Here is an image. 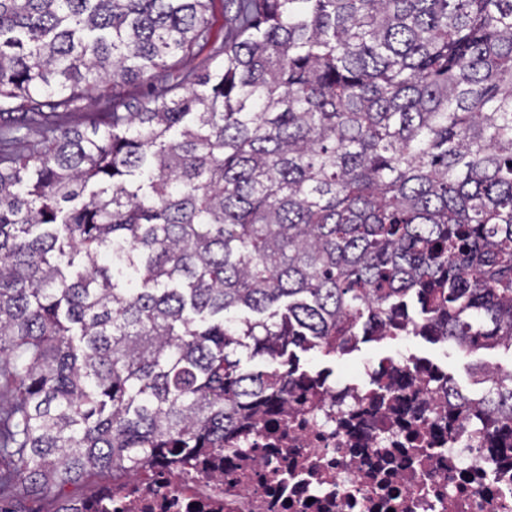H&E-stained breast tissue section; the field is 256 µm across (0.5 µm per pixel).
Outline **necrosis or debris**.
Returning a JSON list of instances; mask_svg holds the SVG:
<instances>
[{
    "label": "necrosis or debris",
    "instance_id": "necrosis-or-debris-1",
    "mask_svg": "<svg viewBox=\"0 0 512 512\" xmlns=\"http://www.w3.org/2000/svg\"><path fill=\"white\" fill-rule=\"evenodd\" d=\"M446 378L404 353L365 383L320 375L224 449L149 465L101 487L82 512H512V448L450 422ZM380 383L407 385V398L375 408Z\"/></svg>",
    "mask_w": 512,
    "mask_h": 512
}]
</instances>
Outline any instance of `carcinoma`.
Returning a JSON list of instances; mask_svg holds the SVG:
<instances>
[{"instance_id": "1", "label": "carcinoma", "mask_w": 512, "mask_h": 512, "mask_svg": "<svg viewBox=\"0 0 512 512\" xmlns=\"http://www.w3.org/2000/svg\"><path fill=\"white\" fill-rule=\"evenodd\" d=\"M212 2L0 0V512L224 448L297 349L512 352V0H223L224 62L131 102ZM479 372L454 419L512 424ZM53 498V494L43 496L41 498L29 497L24 493L23 488L19 485L15 489L12 504L17 510L22 512L45 511L46 509L51 508L52 504L50 503Z\"/></svg>"}]
</instances>
